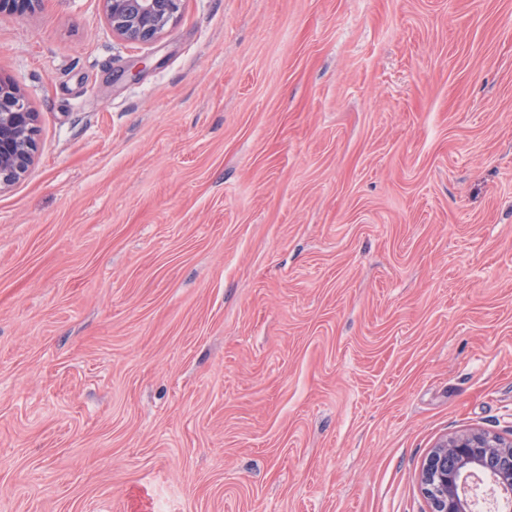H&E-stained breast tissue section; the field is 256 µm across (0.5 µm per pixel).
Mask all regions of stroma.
I'll return each mask as SVG.
<instances>
[{
  "instance_id": "stroma-1",
  "label": "stroma",
  "mask_w": 512,
  "mask_h": 512,
  "mask_svg": "<svg viewBox=\"0 0 512 512\" xmlns=\"http://www.w3.org/2000/svg\"><path fill=\"white\" fill-rule=\"evenodd\" d=\"M0 74V512H429L512 439V0H41ZM107 27L123 40L149 44L174 22L181 0H100ZM37 113L21 88L0 76V191L16 183L33 164ZM488 474L497 488L512 495V440L472 431L441 440L421 468L430 512H474L465 494L470 479Z\"/></svg>"
}]
</instances>
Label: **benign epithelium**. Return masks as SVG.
<instances>
[{"instance_id": "obj_1", "label": "benign epithelium", "mask_w": 512, "mask_h": 512, "mask_svg": "<svg viewBox=\"0 0 512 512\" xmlns=\"http://www.w3.org/2000/svg\"><path fill=\"white\" fill-rule=\"evenodd\" d=\"M41 0H0V15H23ZM107 27L135 44L159 39L174 22L181 0H101ZM37 113L21 88L0 76V190L22 178L37 149ZM489 475L496 487L512 495V440L480 431L440 441L421 468L423 493L430 512H474L465 487L479 474Z\"/></svg>"}]
</instances>
